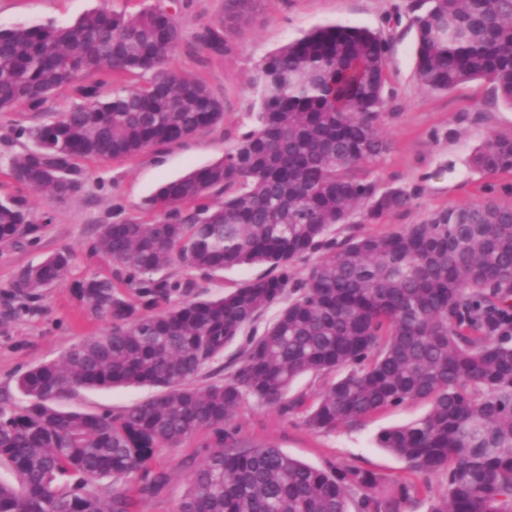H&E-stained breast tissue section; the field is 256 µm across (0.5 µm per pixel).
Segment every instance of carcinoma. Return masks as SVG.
Wrapping results in <instances>:
<instances>
[{"instance_id":"carcinoma-1","label":"carcinoma","mask_w":512,"mask_h":512,"mask_svg":"<svg viewBox=\"0 0 512 512\" xmlns=\"http://www.w3.org/2000/svg\"><path fill=\"white\" fill-rule=\"evenodd\" d=\"M224 12L189 49L224 55ZM416 80L429 93L483 79L512 106V0H416ZM176 14L151 5L135 15L98 8L73 24L0 28V112L43 110L53 94L77 102L28 132L34 146L11 176L58 201L79 193L78 162L130 158L182 143L224 120V99L167 65L181 46ZM391 44L351 25L320 27L275 52L257 71L254 126L212 164L166 182L149 200L150 224H100L88 249L93 274L72 285L110 329L72 343L57 361L16 381L26 405L0 401V512H136L168 480L145 471L159 448L211 449L192 470L176 512H415L419 477L442 474L444 497L428 512H512V205L430 212L384 234L332 236L360 207L363 223L409 208L401 187L379 190L365 168L391 149L379 123ZM108 72L103 81L80 83ZM127 75L138 83L122 84ZM489 175L512 170V137L491 135L471 156ZM23 197L0 199V242L37 238ZM314 257L305 277L294 263ZM70 255L22 269L14 293L33 299L64 279ZM266 264L223 296L200 300L193 278L156 274L171 265L207 277ZM228 376L203 369L265 311ZM341 375L312 400L287 398L305 374ZM149 386L156 395L114 415L63 411L79 390ZM303 411L313 431L358 424L410 401L430 404L377 444L411 477L384 485L356 466L308 465L239 437L247 399Z\"/></svg>"}]
</instances>
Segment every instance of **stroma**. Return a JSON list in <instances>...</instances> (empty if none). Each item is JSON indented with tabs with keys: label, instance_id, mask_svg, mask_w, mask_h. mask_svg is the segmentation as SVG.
<instances>
[{
	"label": "stroma",
	"instance_id": "stroma-1",
	"mask_svg": "<svg viewBox=\"0 0 512 512\" xmlns=\"http://www.w3.org/2000/svg\"><path fill=\"white\" fill-rule=\"evenodd\" d=\"M178 5L184 40H191L203 25L214 20L224 0H109L108 6L129 14L160 3ZM412 0H253L243 17L226 21L223 57L202 61L196 54L177 50L169 66L202 79L224 99L222 125L195 134L187 141L151 148L126 159L88 162L83 166V189L63 202L47 192L24 187L10 176L11 160L32 147L18 128H34L74 101L70 91L55 94L43 111L0 112V196L21 195L29 203L42 230L36 241L21 247L0 245V398L15 405L23 400L15 380L25 370L58 359L82 337L109 327L108 319L86 311L72 294L71 281L95 273L87 248L100 224L130 218L154 220L146 201L165 182L191 169L219 160L227 147L252 123L249 114L256 101L252 77L272 52L313 28L327 24L365 26L381 30L391 40L382 130L392 142L391 151L372 173L380 189L403 186L414 194L410 210L394 212L375 224H339L337 239L351 235H381L420 223L431 211L476 203L492 197L512 204V171L492 176L474 169L473 151L490 133L512 136V106L496 99L489 84L476 80L450 93L423 91L415 77L416 32L410 25ZM99 0H0V28L23 24H72ZM66 250L71 266L62 281L35 299L16 297L12 283L18 272L41 262L49 254ZM148 387L81 391L64 397L65 410L119 413L152 396ZM429 409L424 401L388 408L358 425H341L313 432L302 413H282L256 401H247L236 422L242 438L277 446L284 453L317 468L357 466L382 476L385 483L408 477L405 461L376 444L386 428L412 423ZM204 448H163L153 469H165L168 482L157 494L141 498L139 512H175L188 487L187 459L203 463Z\"/></svg>",
	"mask_w": 512,
	"mask_h": 512
}]
</instances>
